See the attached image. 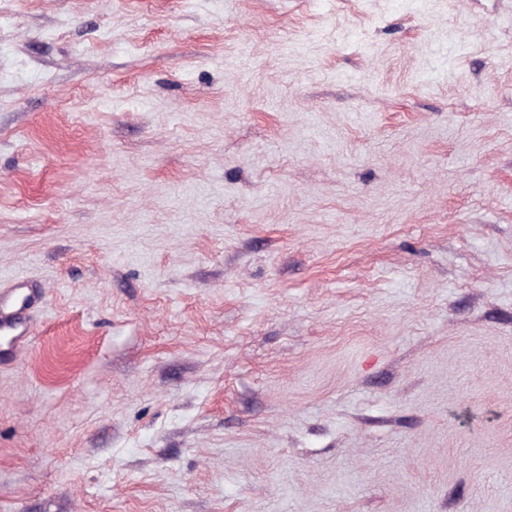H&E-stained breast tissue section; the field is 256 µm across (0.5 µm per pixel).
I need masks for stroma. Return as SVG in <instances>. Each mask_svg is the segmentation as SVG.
I'll list each match as a JSON object with an SVG mask.
<instances>
[{
    "label": "stroma",
    "mask_w": 512,
    "mask_h": 512,
    "mask_svg": "<svg viewBox=\"0 0 512 512\" xmlns=\"http://www.w3.org/2000/svg\"><path fill=\"white\" fill-rule=\"evenodd\" d=\"M0 512H512V0H0ZM25 280L18 279L8 288L0 289V335L8 338L12 352L26 344L30 320L23 313L28 295Z\"/></svg>",
    "instance_id": "35a3bbf8"
}]
</instances>
